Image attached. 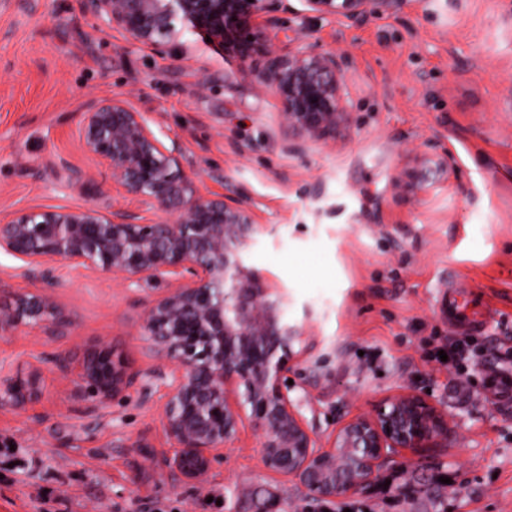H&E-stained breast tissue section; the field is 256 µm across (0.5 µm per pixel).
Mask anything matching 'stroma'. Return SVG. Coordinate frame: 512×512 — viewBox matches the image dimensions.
<instances>
[{
	"label": "stroma",
	"instance_id": "35a3bbf8",
	"mask_svg": "<svg viewBox=\"0 0 512 512\" xmlns=\"http://www.w3.org/2000/svg\"><path fill=\"white\" fill-rule=\"evenodd\" d=\"M288 4L278 25L252 24L243 60L181 18L161 56L84 0L0 6V213L136 208L77 138L94 101H127L179 143L200 194L237 189L276 227L248 259L317 343L290 374L316 444L412 390L447 412V447L397 452L368 488L320 504L264 467L247 425L204 481L177 479L162 464L175 446L164 380L106 401L78 381L101 349L132 372L160 367L141 324L164 283L64 269L53 299L69 331L0 340V369L42 378L0 411V512H512V396L489 392L512 371V0H402L360 21ZM296 41L343 58L349 118L289 152L261 77ZM452 275L484 307L479 327L444 314ZM452 336L468 352L449 367Z\"/></svg>",
	"mask_w": 512,
	"mask_h": 512
}]
</instances>
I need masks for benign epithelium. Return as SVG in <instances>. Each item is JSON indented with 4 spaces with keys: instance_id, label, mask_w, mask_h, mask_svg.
<instances>
[{
    "instance_id": "1",
    "label": "benign epithelium",
    "mask_w": 512,
    "mask_h": 512,
    "mask_svg": "<svg viewBox=\"0 0 512 512\" xmlns=\"http://www.w3.org/2000/svg\"><path fill=\"white\" fill-rule=\"evenodd\" d=\"M320 15L357 21L397 10L400 0H304ZM110 29L157 52L178 38L182 16L212 43L251 50L246 26L275 24L288 0H85ZM340 56L306 48L272 52L263 81L279 95L282 123L310 140L329 137L346 121ZM79 138L104 165L112 183L137 196L147 209L170 218L147 221L139 211L96 206L0 215V254L20 262L15 270L39 288L0 308V337L22 328L62 329L53 288L59 268L163 281L165 292L147 307L141 325L162 367L130 374L101 350L84 361L79 382L107 399L166 380L167 428L176 450L165 465L189 481L209 473L218 450L238 439L245 423L259 432L264 466L299 483L316 499L338 500L370 486L400 449L448 447V415L406 390L386 396L344 423L330 445L318 448L289 394L288 372L315 343L304 325L288 319V289L249 265L258 237L276 236L255 222L247 198L197 192L182 165L177 141L165 143L143 112L122 99L103 100L84 114ZM41 375L0 372V411L23 406L39 392Z\"/></svg>"
}]
</instances>
